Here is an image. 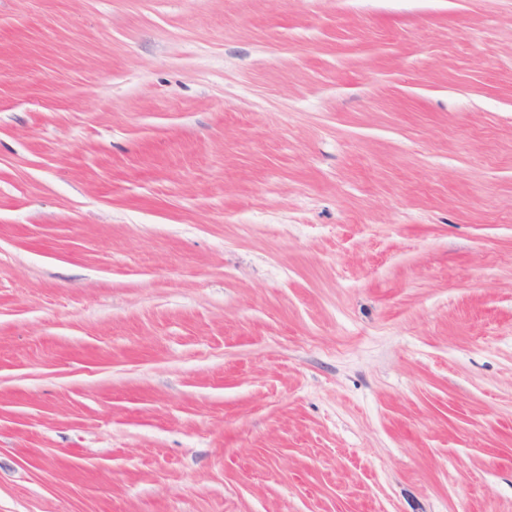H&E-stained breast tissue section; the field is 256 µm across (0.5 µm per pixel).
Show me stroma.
<instances>
[{
	"label": "stroma",
	"instance_id": "35a3bbf8",
	"mask_svg": "<svg viewBox=\"0 0 512 512\" xmlns=\"http://www.w3.org/2000/svg\"><path fill=\"white\" fill-rule=\"evenodd\" d=\"M0 512H512V0H0Z\"/></svg>",
	"mask_w": 512,
	"mask_h": 512
}]
</instances>
